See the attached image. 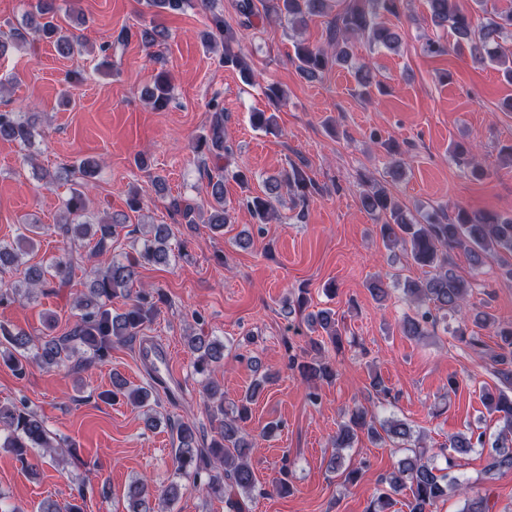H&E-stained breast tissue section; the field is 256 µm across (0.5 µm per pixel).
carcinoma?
Segmentation results:
<instances>
[{"label":"carcinoma","mask_w":512,"mask_h":512,"mask_svg":"<svg viewBox=\"0 0 512 512\" xmlns=\"http://www.w3.org/2000/svg\"><path fill=\"white\" fill-rule=\"evenodd\" d=\"M189 0H147V6L158 12L177 14ZM406 0H272L266 9L267 18L284 21L290 26L304 25L315 16L333 15L330 21L328 45L315 47L307 43L295 46L297 71L314 79L333 66L350 64L354 59L353 42H366L370 48L399 49L403 34L396 26L385 22L386 16H401ZM431 22L437 28L450 30L459 48L469 50L476 64L497 67L503 79L512 83V6L495 9L480 28L472 25L469 14L453 7L452 0H427ZM212 24L224 36V53L220 61L237 70L248 84L256 74L248 62V55L241 45V38L224 24V18L215 15ZM51 42L62 56L80 50L78 37L69 33L57 20L55 0H37L35 10L26 14L25 27L11 31L9 40L0 41V55L8 44H24L28 38ZM171 84L168 77L159 74L154 86L143 96L152 106L161 110L170 100ZM213 119L209 134L200 138L196 149L206 151L214 161V170L207 171L206 193L213 212L207 219L211 229L221 231L230 222L229 209L224 199L223 161L234 154L232 146L224 141V107L219 101L212 103ZM33 125L20 113L0 110V139L13 141L21 146L31 144ZM300 191L302 205L319 193V187L305 171L297 166L279 177L266 181L264 195L246 194L237 201L240 209L250 213L259 224L277 219L274 202L282 188ZM363 208L384 221L377 225L381 239L388 246H401L414 263L428 268L427 275L418 280H407L402 288L405 300L414 311L403 317L402 333L418 339L436 330L438 326L450 330L458 341L477 351L484 347L481 337L466 333L458 327L449 329V320L462 313L470 284L455 270L453 250L466 251L471 264L479 267L488 257L503 261L505 274L512 277V217L498 213H475L457 207L452 214L424 216L418 220L406 207L381 184L373 183L362 191ZM127 228L126 219L97 216L88 211V201L81 188L71 191L65 203L64 215L56 222V233L61 237L59 253L44 268L24 269V278L0 288V304L19 298L30 299L33 294L55 279L63 286L70 279L75 267L83 262L79 247L83 242L92 244L91 255L103 257L112 251V240ZM39 225L23 224V232L11 242H0V272L18 270L24 258L34 249L33 234ZM174 236L169 224H150L141 237L134 239L133 254L121 259L111 258L97 271L86 291L74 301L77 320L65 336L52 338L34 346L32 335L21 329L0 324V362L13 372L21 374L26 369L28 352L42 367L60 369L68 362L81 360V354L104 361L112 345L125 342L150 322L157 310L155 292L136 287L137 268L143 264L166 266L171 260L170 241ZM122 296L129 300L121 314L112 313V298ZM473 322L492 330L497 338V350L489 355L492 373L501 386L491 393H481L483 405L498 414L503 423L497 436L489 440L486 432L472 430L448 438L440 448H412L413 432L401 419H378L369 409L358 405L352 409L348 421L341 424L333 437L336 450L348 448L364 435L375 443L386 440L405 445V454L397 461L394 471L379 481L366 512H392L395 496L408 491L407 512H435L437 504L450 494L466 493L467 482L457 474L458 456L475 448L490 447L489 461L484 475L512 469V325L497 322L490 313H475ZM307 324L327 340H314L310 349L298 355L288 347V367L312 384L317 380H330L336 376L335 361L328 356L326 345L340 352L341 332L335 313L320 310L307 316ZM189 349L196 353L193 367L196 373L207 376L204 386L205 402L211 409V422L215 434L208 444L199 443L195 425L182 422L172 434L174 459L178 472L206 479L208 489L224 494V504L231 512H241L239 497L248 498L256 489L257 479L250 465L255 442L246 431L251 405L260 397L270 376L254 381L241 401L227 410L224 408V391L218 382L208 377L215 365L224 360V343L200 333L188 339ZM114 392L122 393L139 407L150 404V392L128 387L119 375L112 378ZM0 431L5 432L1 448L8 449L21 462L33 448H41L51 459L59 458L61 443L55 441L42 419L22 407L0 405ZM125 497L129 512H156V505L149 494L148 483L139 478L127 485ZM37 512H83L74 503L63 505L45 499Z\"/></svg>","instance_id":"1"}]
</instances>
